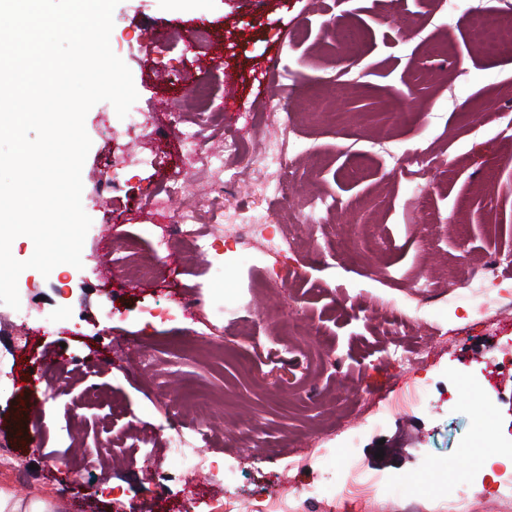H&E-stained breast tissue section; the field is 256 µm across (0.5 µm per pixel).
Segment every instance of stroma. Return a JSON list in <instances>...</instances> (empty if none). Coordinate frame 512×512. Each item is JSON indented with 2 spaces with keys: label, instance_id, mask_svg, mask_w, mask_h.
I'll list each match as a JSON object with an SVG mask.
<instances>
[{
  "label": "stroma",
  "instance_id": "stroma-1",
  "mask_svg": "<svg viewBox=\"0 0 512 512\" xmlns=\"http://www.w3.org/2000/svg\"><path fill=\"white\" fill-rule=\"evenodd\" d=\"M113 22L110 46L131 71L143 124L128 129L105 101L89 110L83 266L24 270L19 309L0 304V448L25 477L20 497L60 501L64 512H163L167 501L209 512L206 499L225 498L250 512L269 494L324 512L311 492L340 483V470L323 463L349 448L394 483L441 467L475 500H512L511 478L485 474L459 452L481 423L512 449V309L490 294L472 307L461 274L498 260V289L512 292V46L477 52L466 23L449 25L444 0H120ZM202 57L212 61L197 77L209 100L154 78L156 68L191 69ZM342 66L340 96L330 81ZM229 77L234 112L223 108ZM280 98L287 112L276 108ZM195 124L204 149L223 150L228 138L246 149L249 171L225 211L274 213L300 226L303 244L277 260L254 252L241 266L220 233L189 256L190 271L176 263L178 245L153 280L129 287L119 244L136 240L151 258L144 199L176 163L182 128ZM286 124L296 142L291 183L318 209L283 199L280 172L261 163ZM160 146L161 164L152 160ZM416 150L431 159L421 179L396 163ZM425 182L423 212L415 198ZM285 270L296 278L293 337L274 323ZM422 270L427 322L413 311ZM187 285L199 308L190 318L181 312ZM49 315L58 327L42 330ZM241 321L251 334L239 339ZM443 328L449 341L438 338ZM137 346L154 351L149 370L135 366ZM92 348L112 359L86 372L80 361ZM34 367L46 379L30 385ZM64 373L68 394L49 401L47 379ZM414 378L428 389L424 403L387 410L398 383ZM92 390L101 404H89ZM163 391L178 403L161 404ZM71 422L80 440L67 436ZM177 428L205 431L200 456L224 467L215 481L197 473V503L184 502L186 476L167 451ZM144 434L151 461L138 450L114 460L116 487L99 496L82 451Z\"/></svg>",
  "mask_w": 512,
  "mask_h": 512
}]
</instances>
